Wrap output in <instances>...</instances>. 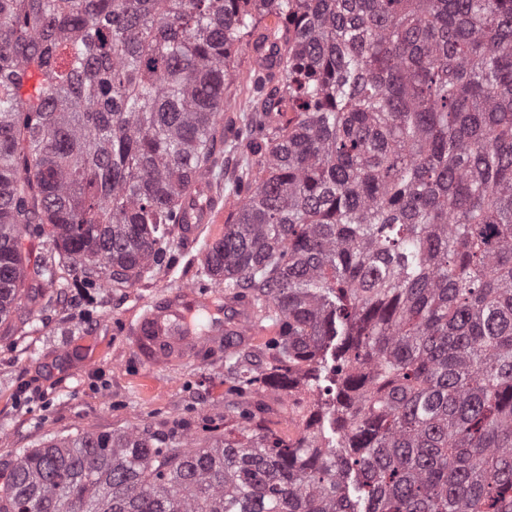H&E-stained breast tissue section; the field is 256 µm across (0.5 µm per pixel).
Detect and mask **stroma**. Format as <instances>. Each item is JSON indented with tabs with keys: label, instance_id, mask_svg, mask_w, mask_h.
Here are the masks:
<instances>
[{
	"label": "stroma",
	"instance_id": "stroma-1",
	"mask_svg": "<svg viewBox=\"0 0 512 512\" xmlns=\"http://www.w3.org/2000/svg\"><path fill=\"white\" fill-rule=\"evenodd\" d=\"M223 233V225L207 224L191 243L173 235L164 265L136 286L100 280L81 293L52 245L27 241L55 277L33 312L0 326V461L87 429H176L201 441L209 427L223 425V357L151 369L137 360L126 333L128 322L164 295L211 288L204 259Z\"/></svg>",
	"mask_w": 512,
	"mask_h": 512
}]
</instances>
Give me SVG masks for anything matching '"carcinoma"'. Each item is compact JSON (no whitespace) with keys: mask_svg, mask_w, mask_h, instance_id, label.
Returning <instances> with one entry per match:
<instances>
[{"mask_svg":"<svg viewBox=\"0 0 512 512\" xmlns=\"http://www.w3.org/2000/svg\"><path fill=\"white\" fill-rule=\"evenodd\" d=\"M219 142L205 270L276 328L262 368L224 351V435L32 448L0 512H512V0H0V324L54 277L27 240L136 285ZM300 377L338 440L251 401ZM235 76L233 81L229 84L228 93H227V104H228V112H224V121L225 115L228 116H238L239 115V103L242 102L248 92V85H243L244 83L242 76L246 71L250 70L252 65L251 52L247 48L240 49L235 55ZM258 399L265 401L272 409L273 413L267 415V424L279 432L282 436H296L305 429L304 421H292L288 413H282V405L287 406L289 401L288 394L284 391H266L256 395Z\"/></svg>","mask_w":512,"mask_h":512,"instance_id":"1","label":"carcinoma"}]
</instances>
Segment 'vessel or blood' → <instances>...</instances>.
<instances>
[{
	"label": "vessel or blood",
	"instance_id": "1",
	"mask_svg": "<svg viewBox=\"0 0 512 512\" xmlns=\"http://www.w3.org/2000/svg\"><path fill=\"white\" fill-rule=\"evenodd\" d=\"M188 224H217L224 211L218 204L199 208L187 203ZM211 305L209 297L197 289L186 288L153 304L132 326L130 335L138 359L146 365L178 364L204 355L207 351L236 346L249 334L253 321L250 305L228 295L224 314L215 320L204 335H196L188 326L195 313Z\"/></svg>",
	"mask_w": 512,
	"mask_h": 512
}]
</instances>
